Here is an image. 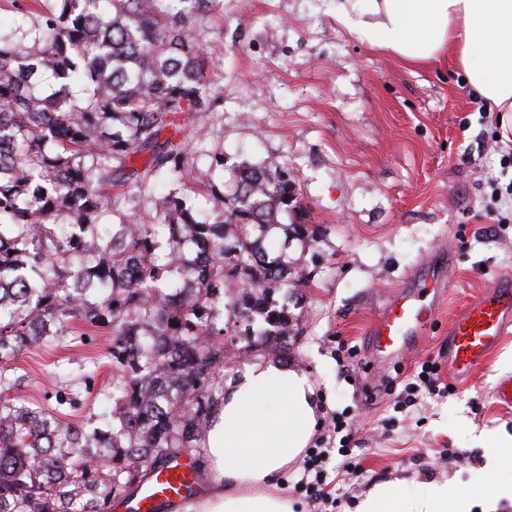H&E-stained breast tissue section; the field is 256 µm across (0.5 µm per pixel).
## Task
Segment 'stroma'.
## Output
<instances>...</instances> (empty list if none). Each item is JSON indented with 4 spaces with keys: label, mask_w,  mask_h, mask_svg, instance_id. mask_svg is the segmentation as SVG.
Returning <instances> with one entry per match:
<instances>
[{
    "label": "stroma",
    "mask_w": 512,
    "mask_h": 512,
    "mask_svg": "<svg viewBox=\"0 0 512 512\" xmlns=\"http://www.w3.org/2000/svg\"><path fill=\"white\" fill-rule=\"evenodd\" d=\"M341 0H220L199 30L214 63L217 112L211 133L191 139L199 169L223 147L229 163H285L315 226L314 255L298 245L289 260L303 268L298 287L274 293L293 318L295 345L225 337V378L245 366L283 361L308 373L322 417L357 422L354 471L337 474L332 512H355L375 485L394 480L448 484L479 493L512 484V406L493 388L512 377V336L468 380L446 373L448 327L496 279L512 278V223L485 218L493 184L512 182L500 160L512 146V112L501 129L481 117L462 69L447 61L415 68L371 47L336 20ZM502 139L491 142L493 131ZM446 259L454 282L425 340L387 363L370 356V326L404 278ZM357 367H340L343 347ZM107 336H59L21 352L10 366L25 383L17 396L55 407V392L77 400L69 420L106 407L112 390ZM433 360L449 392L419 394L395 409L417 365Z\"/></svg>",
    "instance_id": "1"
}]
</instances>
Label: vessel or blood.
<instances>
[{"mask_svg": "<svg viewBox=\"0 0 512 512\" xmlns=\"http://www.w3.org/2000/svg\"><path fill=\"white\" fill-rule=\"evenodd\" d=\"M449 280L438 264L411 274L382 307L370 329L371 354L384 361L405 354L426 336L436 306L445 298ZM512 333V284L492 283L457 317L448 329V368L466 379ZM194 480L187 461L180 460L144 483L127 505V512H157L165 503L188 501Z\"/></svg>", "mask_w": 512, "mask_h": 512, "instance_id": "b4317fda", "label": "vessel or blood"}]
</instances>
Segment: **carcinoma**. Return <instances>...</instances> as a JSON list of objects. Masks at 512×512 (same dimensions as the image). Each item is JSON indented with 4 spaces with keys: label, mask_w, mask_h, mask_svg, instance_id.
Instances as JSON below:
<instances>
[{
    "label": "carcinoma",
    "mask_w": 512,
    "mask_h": 512,
    "mask_svg": "<svg viewBox=\"0 0 512 512\" xmlns=\"http://www.w3.org/2000/svg\"><path fill=\"white\" fill-rule=\"evenodd\" d=\"M215 7L55 0L0 33V512H112L143 469L197 447L224 397V333L288 353L291 316L269 293L298 270L268 239L287 214L313 247L296 182L285 164L240 163L226 198L209 179L223 149L202 172L186 140L209 135L198 122L217 104L195 32ZM165 179L206 187L212 211L158 192ZM74 325L112 337V410L86 424L11 397L23 379L7 375Z\"/></svg>",
    "instance_id": "carcinoma-1"
}]
</instances>
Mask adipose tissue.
<instances>
[{
  "label": "adipose tissue",
  "mask_w": 512,
  "mask_h": 512,
  "mask_svg": "<svg viewBox=\"0 0 512 512\" xmlns=\"http://www.w3.org/2000/svg\"><path fill=\"white\" fill-rule=\"evenodd\" d=\"M336 19L379 51L425 66L450 56L501 111L512 112V0H345ZM318 423L308 375L252 365L228 380L205 433L206 489L199 512H294L277 478L308 447ZM459 512L447 486L379 485L356 512Z\"/></svg>",
  "instance_id": "adipose-tissue-1"
}]
</instances>
